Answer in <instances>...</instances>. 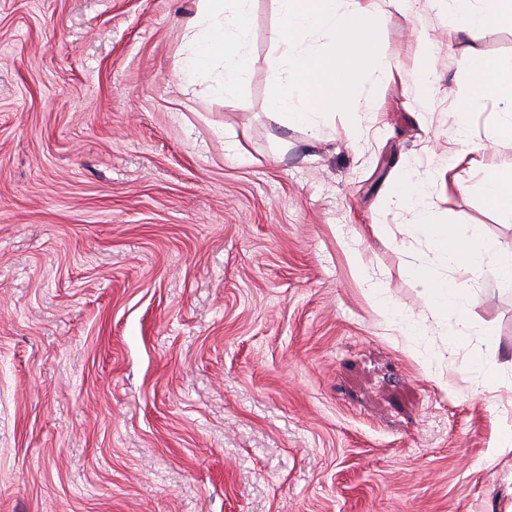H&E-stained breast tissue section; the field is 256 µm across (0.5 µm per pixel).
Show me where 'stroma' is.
I'll return each mask as SVG.
<instances>
[{"label": "stroma", "mask_w": 512, "mask_h": 512, "mask_svg": "<svg viewBox=\"0 0 512 512\" xmlns=\"http://www.w3.org/2000/svg\"><path fill=\"white\" fill-rule=\"evenodd\" d=\"M195 15L0 0V512H512V281L467 282L480 388L413 276L449 274L423 209L512 245L479 175L448 181L499 119L486 100L453 138L468 60L512 59V27L387 10L391 71L315 140L267 109L275 0L234 103L221 63L180 79ZM405 171L426 179L403 209ZM420 43L421 54H420V66L418 71V78L415 82L414 92L419 102H424L430 94V86L426 80V73L432 70L434 66V60L429 52L428 35L425 32H420L418 35Z\"/></svg>", "instance_id": "1"}]
</instances>
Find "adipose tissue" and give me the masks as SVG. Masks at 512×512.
I'll list each match as a JSON object with an SVG mask.
<instances>
[{"mask_svg": "<svg viewBox=\"0 0 512 512\" xmlns=\"http://www.w3.org/2000/svg\"><path fill=\"white\" fill-rule=\"evenodd\" d=\"M252 5L253 0H197V20L185 33L189 52L181 64L187 83L197 81L211 62L219 58L223 61L224 74L218 90L225 102L238 99L249 77L248 19ZM438 5L458 17V30L462 33L486 26H512V0H438ZM469 72L476 93L459 104L456 137L466 140L473 110L480 98L489 97L501 104L504 115L492 134L493 139H512V60L493 62L476 55L470 60ZM471 167L482 174L487 203L512 220V167L488 165L481 159L472 160ZM417 223L429 234L450 270L460 275L474 274L489 264L496 276L512 281L511 247L494 241H476L467 225L437 224L425 212L418 213ZM414 276L429 310L437 316L454 317L455 325L449 328V336L454 341L468 343L470 366L478 376L487 377L477 343L468 340L467 315L475 299L473 291L458 287L421 266L415 267Z\"/></svg>", "mask_w": 512, "mask_h": 512, "instance_id": "1", "label": "adipose tissue"}]
</instances>
